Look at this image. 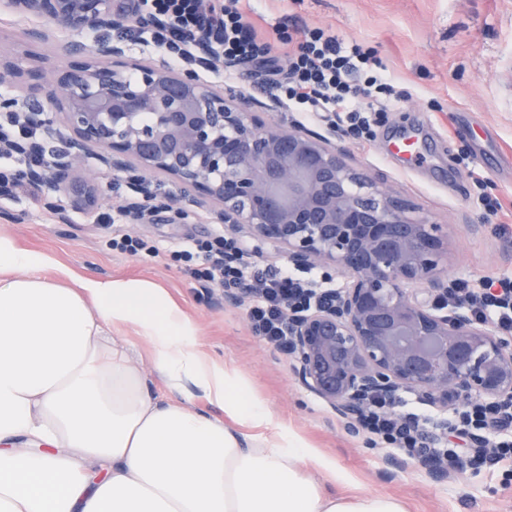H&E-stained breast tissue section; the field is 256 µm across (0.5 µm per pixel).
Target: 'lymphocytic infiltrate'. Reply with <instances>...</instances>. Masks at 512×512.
<instances>
[{
  "label": "lymphocytic infiltrate",
  "mask_w": 512,
  "mask_h": 512,
  "mask_svg": "<svg viewBox=\"0 0 512 512\" xmlns=\"http://www.w3.org/2000/svg\"><path fill=\"white\" fill-rule=\"evenodd\" d=\"M135 7L158 22L156 30L139 32L137 42L169 50V66L181 63L176 53L179 44L206 36L218 58L246 62L264 71L271 94L289 111L333 118L335 128L355 143L371 139L374 125L389 110L393 87L376 72L374 50L358 44L343 46L325 29H308L297 38L280 32L279 45L288 48L282 55L278 45L258 37L247 23L241 0H137ZM283 58L288 61L284 68L279 65ZM244 252V245L217 233L205 240L178 243L167 259L201 288L221 285L252 289L249 319L253 332L276 349L286 350L289 336L285 318L288 312L310 304L318 282L301 280L285 266L263 269L249 265ZM448 301L467 304L478 321L512 331V278L500 279L497 289L479 291L469 288L467 280H458L448 290ZM427 423L425 416L401 413L395 403L381 397L373 398L362 421L366 433L410 455ZM502 425V419L490 411L471 408L458 431L484 432L493 444L490 454L478 452L466 460L451 448L437 449L436 454L452 467L466 462L478 468L490 465L512 471V439L497 437Z\"/></svg>",
  "instance_id": "1"
}]
</instances>
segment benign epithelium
Listing matches in <instances>:
<instances>
[{
  "instance_id": "benign-epithelium-1",
  "label": "benign epithelium",
  "mask_w": 512,
  "mask_h": 512,
  "mask_svg": "<svg viewBox=\"0 0 512 512\" xmlns=\"http://www.w3.org/2000/svg\"><path fill=\"white\" fill-rule=\"evenodd\" d=\"M0 12L41 20L27 31L37 41L58 29L76 35L63 55L84 59L52 69L40 97H0V112L46 125L60 114L70 130L28 179L67 192L72 206L94 202L98 185L78 172L96 147L114 173L142 172L132 178L135 224L204 211L235 235L276 245L297 269L345 271L341 287L319 289L321 301L288 314L287 355L301 387L355 430L373 394L412 392L440 412L479 403L512 418V337L462 305L442 311L420 297L448 291L446 242L413 203L349 165L329 138L263 119L240 91H218L192 69L129 62L112 33L155 21L130 14L126 0H0ZM85 33L93 44L78 39ZM5 148L44 146L1 130ZM157 175L179 194L157 201ZM419 462L431 479H448L431 457Z\"/></svg>"
}]
</instances>
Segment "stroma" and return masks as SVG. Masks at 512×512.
<instances>
[{
	"instance_id": "stroma-1",
	"label": "stroma",
	"mask_w": 512,
	"mask_h": 512,
	"mask_svg": "<svg viewBox=\"0 0 512 512\" xmlns=\"http://www.w3.org/2000/svg\"><path fill=\"white\" fill-rule=\"evenodd\" d=\"M242 7L257 34L272 42L281 28L320 27L344 43L375 50L396 106L371 141L339 140L346 161L439 224L447 237L448 278H467L475 288L489 278H512V0H243ZM29 26L0 14V59L17 72L16 84L0 83V96L22 87L44 93L37 72L68 63L58 44L31 40ZM237 69L247 78L235 89L250 95L267 118L330 135L327 124L271 102L263 73L246 63ZM402 133L415 134L423 165L389 158ZM464 149L469 158L463 163ZM85 167L100 185L97 203L75 209L63 193L43 189L33 198L0 194V231L80 276L143 278L166 288L195 321L202 349L235 369L276 423L348 472L349 491L396 496L408 512H512V485H504L501 469H459L438 482L403 451L349 429L296 382L286 354L252 333L248 302L227 304L222 291L199 288L160 258L113 251L112 228L98 216L133 194L126 175L111 176L96 156H88ZM478 177L501 202L499 215L478 206ZM124 230L163 251L189 237L208 238L217 227L202 214L188 224H128Z\"/></svg>"
}]
</instances>
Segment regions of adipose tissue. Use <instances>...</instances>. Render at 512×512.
<instances>
[{
	"instance_id": "1",
	"label": "adipose tissue",
	"mask_w": 512,
	"mask_h": 512,
	"mask_svg": "<svg viewBox=\"0 0 512 512\" xmlns=\"http://www.w3.org/2000/svg\"><path fill=\"white\" fill-rule=\"evenodd\" d=\"M126 334L169 398L151 395ZM345 482L201 350L166 289L76 277L0 233V512H407Z\"/></svg>"
}]
</instances>
